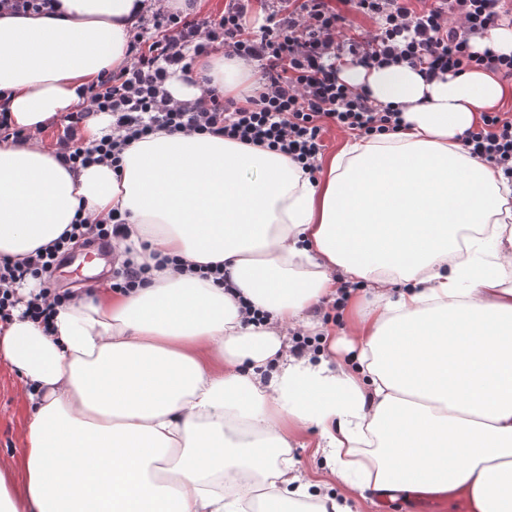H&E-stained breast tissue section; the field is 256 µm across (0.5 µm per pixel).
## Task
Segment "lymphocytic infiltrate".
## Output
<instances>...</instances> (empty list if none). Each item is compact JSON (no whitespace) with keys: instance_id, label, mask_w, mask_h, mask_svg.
<instances>
[{"instance_id":"obj_1","label":"lymphocytic infiltrate","mask_w":512,"mask_h":512,"mask_svg":"<svg viewBox=\"0 0 512 512\" xmlns=\"http://www.w3.org/2000/svg\"><path fill=\"white\" fill-rule=\"evenodd\" d=\"M253 0H229L217 17L180 10H155L130 40V62L102 72L83 90L87 105L69 113L74 143L64 160L78 169L91 163L119 168L124 149L157 131L222 136L265 147L316 172L328 126L360 135L397 132L401 114L367 93L351 91L338 77V60L367 68L402 62L426 79L484 70L512 77V55L476 51L474 42L502 23L512 24V0H268L266 23L252 31L247 17ZM356 11L379 26L363 35L345 34V14ZM225 56L256 62L259 89L245 101L227 97L198 69L213 47ZM178 74L199 85L196 99L172 102L166 89ZM97 112L112 115L113 133L94 147L76 142L77 130ZM461 141L477 161L499 169L512 181V115L482 113ZM126 216L77 219L48 248L23 261L0 260V322L15 307L13 284L52 273L76 246L95 240L118 241Z\"/></svg>"}]
</instances>
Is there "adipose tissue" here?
<instances>
[{
    "instance_id": "obj_1",
    "label": "adipose tissue",
    "mask_w": 512,
    "mask_h": 512,
    "mask_svg": "<svg viewBox=\"0 0 512 512\" xmlns=\"http://www.w3.org/2000/svg\"><path fill=\"white\" fill-rule=\"evenodd\" d=\"M146 0H60L57 15L0 13V97L27 142H0V258L53 243L76 214L128 215L117 261L139 287L78 290L51 328L17 284L0 360L31 412L23 488L0 470V512H353L313 492L297 430L358 496L462 493L512 512V182L460 136L512 89L472 70L425 80L399 63L339 76L400 109L401 130L353 135L317 178L281 154L217 136L157 132L119 170H71L39 137L105 70L130 60ZM225 96L253 82L223 54L200 64ZM224 264L235 286L167 261ZM350 358L289 353V330ZM371 301H364L363 293ZM250 305L260 321L246 319Z\"/></svg>"
}]
</instances>
